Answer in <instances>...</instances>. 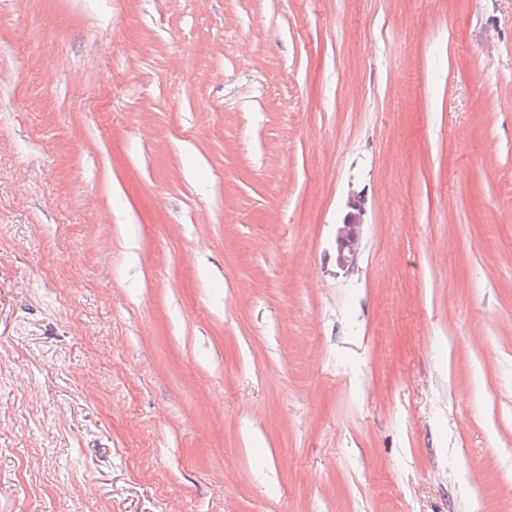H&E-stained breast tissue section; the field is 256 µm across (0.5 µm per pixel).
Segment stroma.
<instances>
[{
	"label": "stroma",
	"mask_w": 512,
	"mask_h": 512,
	"mask_svg": "<svg viewBox=\"0 0 512 512\" xmlns=\"http://www.w3.org/2000/svg\"><path fill=\"white\" fill-rule=\"evenodd\" d=\"M0 512H512V0H0ZM347 206L349 211L336 233V266L349 273L357 264L365 208L360 195L351 196Z\"/></svg>",
	"instance_id": "stroma-1"
}]
</instances>
